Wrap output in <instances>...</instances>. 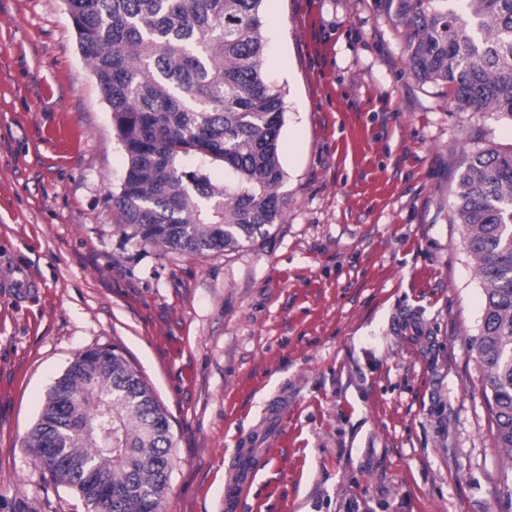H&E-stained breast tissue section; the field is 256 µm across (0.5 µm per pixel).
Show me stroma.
Instances as JSON below:
<instances>
[{
  "label": "stroma",
  "mask_w": 512,
  "mask_h": 512,
  "mask_svg": "<svg viewBox=\"0 0 512 512\" xmlns=\"http://www.w3.org/2000/svg\"><path fill=\"white\" fill-rule=\"evenodd\" d=\"M263 15L284 216L191 255L113 204L127 160L64 0H0V496L87 512L25 439L74 357L114 346L170 422L160 512H225L256 432L237 512H512L472 348L484 285L451 220L467 151L512 146V120L415 80L377 0ZM254 443V437H246L238 443L237 457L238 466L234 473L232 483L227 487L224 496V509L232 510L237 502L236 491L244 492L254 479V472L259 465V458H256L251 447Z\"/></svg>",
  "instance_id": "obj_1"
}]
</instances>
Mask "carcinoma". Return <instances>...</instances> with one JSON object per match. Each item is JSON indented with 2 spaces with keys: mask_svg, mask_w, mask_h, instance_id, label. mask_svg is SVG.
Returning a JSON list of instances; mask_svg holds the SVG:
<instances>
[{
  "mask_svg": "<svg viewBox=\"0 0 512 512\" xmlns=\"http://www.w3.org/2000/svg\"><path fill=\"white\" fill-rule=\"evenodd\" d=\"M127 157L115 205L168 251H229L280 223L284 101L262 72L264 0H65ZM403 29L415 80L457 110L512 119V0H378ZM224 171L216 184L212 171ZM452 222L478 262L485 306L472 347L496 447L512 461V147L470 152ZM40 468L88 512H159L173 438L115 348L79 353L27 437Z\"/></svg>",
  "mask_w": 512,
  "mask_h": 512,
  "instance_id": "cac0c4a2",
  "label": "carcinoma"
}]
</instances>
